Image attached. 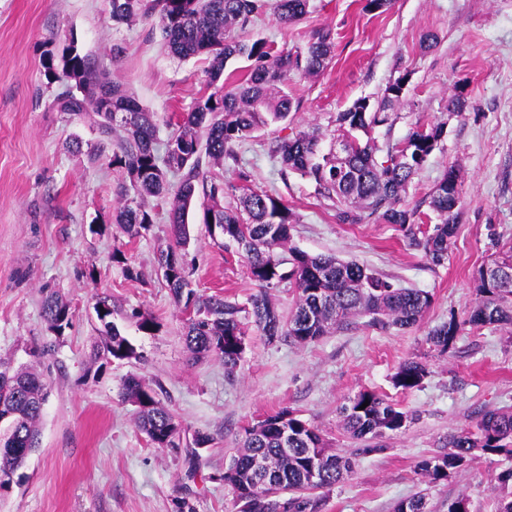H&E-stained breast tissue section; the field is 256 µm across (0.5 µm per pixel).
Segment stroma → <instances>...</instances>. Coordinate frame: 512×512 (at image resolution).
Segmentation results:
<instances>
[{
    "label": "stroma",
    "instance_id": "stroma-1",
    "mask_svg": "<svg viewBox=\"0 0 512 512\" xmlns=\"http://www.w3.org/2000/svg\"><path fill=\"white\" fill-rule=\"evenodd\" d=\"M365 0H311V11L284 26L265 10L245 30L277 48L305 46L330 30L335 55L316 77L295 74L288 89L299 106L287 122L244 142L241 162L221 167L235 203L241 182L281 199L298 222L293 242L309 254L354 259L394 284L418 288L433 304L407 330L358 323L307 344L267 343L250 329L233 377L216 357L192 361L183 320L157 273V256L170 240L166 206L147 200L157 215L151 232L128 241L112 224L121 176L112 169L93 122L58 111L66 90L47 80L45 51L77 44L107 69L146 109L155 112L158 143L167 118L188 111L206 80L209 60L172 57L155 21L113 22L107 0H0V360L31 366L47 382L39 445L0 496V512H178L188 499L194 512H236L233 496L213 475L238 448L242 429L282 408L299 412L337 452L351 456V475L327 492L323 512H393L424 493L431 512H448L449 499L469 497L470 512H495L493 477L511 467L501 456L477 455L448 480L428 482L418 463L468 428L485 409L512 410V330H465L448 353L426 340L449 315L475 302L479 271L512 245V0H394L370 12ZM437 35L430 50L422 34ZM409 89L392 127L375 129L378 143L398 142L415 125L444 123L437 148L406 189L404 204L428 213L425 200L450 166L463 171V207L457 234L442 263L411 246L394 224H340L314 196V186L282 175L271 148L277 140L318 127L330 149L336 115L355 100H380L399 73ZM463 92L462 113L448 107ZM185 256L194 288L204 295L255 293L243 259L214 244L199 215ZM125 252L141 272L127 278L113 250ZM66 298L72 322L53 338L42 316L44 290ZM99 296L115 304L113 322L135 346L137 358L96 369L91 348L100 340L93 309ZM153 313L160 327L138 329L132 309ZM427 363L419 388H395L392 376L405 360ZM136 374L149 381L179 421L184 436L212 435L200 466L187 478L183 454L153 447L134 425L135 408L121 383ZM372 390L416 412L418 421L383 438V451L361 443L339 425V407Z\"/></svg>",
    "mask_w": 512,
    "mask_h": 512
}]
</instances>
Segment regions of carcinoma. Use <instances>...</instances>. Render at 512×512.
<instances>
[{
  "label": "carcinoma",
  "mask_w": 512,
  "mask_h": 512,
  "mask_svg": "<svg viewBox=\"0 0 512 512\" xmlns=\"http://www.w3.org/2000/svg\"><path fill=\"white\" fill-rule=\"evenodd\" d=\"M283 25L301 20L310 0H109L112 21L153 19L168 53L188 60H210L208 79L185 113L169 116L173 128L164 151L155 147L156 114L141 106L109 72L88 62L76 44L55 63L44 54L45 75L66 81L70 88L56 99L62 112L95 117L99 133L112 140V168L122 177L113 223L132 242L146 236L155 213L145 200L169 204L171 243L160 251L158 269L172 300L184 315L185 342L192 357L215 356L232 376L245 350L248 326H255L266 342L318 341L333 330L367 319L381 328H411L433 303V296L415 288L394 286L380 274L333 255H311L293 244L297 215L280 199L247 185L239 187V206L224 205L226 184L212 167L239 161V146L253 134L286 120L293 99L286 90L288 76L321 74L335 52L328 30L318 31L302 51L275 50L267 42L240 36L253 16L266 6ZM245 59L246 69L225 72L228 63ZM407 75L395 79L375 104L356 100L336 114V147L324 154L323 133L315 127L277 143L281 175L297 174L314 184L315 198L329 202L340 224L375 221L407 228L411 245L439 263L457 232L461 169L449 167L429 195L428 206L437 222L422 236L413 232L418 209L403 204L402 193L423 167L444 134L445 124L416 126L404 140L380 146L372 129L392 125L402 105ZM202 210L212 240L231 245L247 262L249 278L258 291L240 303L227 297H205L193 288L184 261L191 242L188 223L193 206ZM289 283L297 293L295 309L283 315L271 291ZM478 300L462 317L452 314L427 336L445 352L466 328L512 326V247L493 266L479 273ZM96 311L103 342L93 349L92 363L137 357L134 346L112 322V302ZM47 331L59 338L71 324L70 304L56 292L42 305ZM139 330L152 333L160 323L148 311L134 310ZM427 364L408 359L393 377L395 387L408 391L421 385ZM123 397L136 407L135 427L156 448H180L181 425L156 398V391L140 377L128 376ZM43 375L34 368L13 370L0 363V478L10 481L36 447L38 422L46 400ZM368 406H363V403ZM342 427L358 440L395 434L418 419L398 403L371 390H361L340 408ZM262 428L244 427L241 448L220 475L235 497L237 512H322L324 494L344 482L354 462L326 444L320 433L295 411L283 408L265 417ZM213 437L196 432L187 444L189 473L198 468L197 449ZM512 458V411L487 410L471 427L451 435L446 446L423 459L418 470L430 482L448 479L465 469L474 451ZM501 497L497 512H512V468L496 476ZM394 512H430L426 496L416 494L397 502Z\"/></svg>",
  "instance_id": "obj_1"
}]
</instances>
